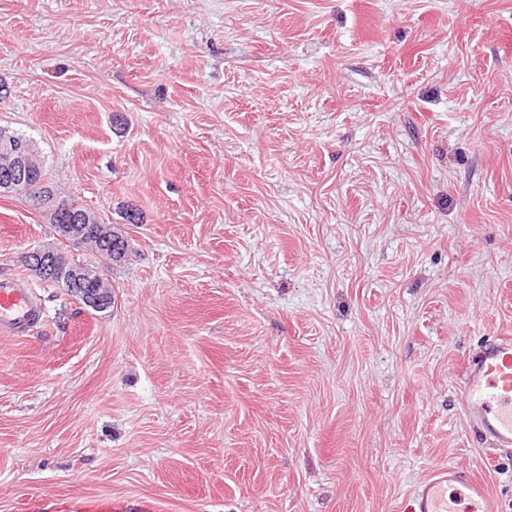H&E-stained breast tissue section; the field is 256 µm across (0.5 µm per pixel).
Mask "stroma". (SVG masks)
Returning <instances> with one entry per match:
<instances>
[{"label": "stroma", "mask_w": 512, "mask_h": 512, "mask_svg": "<svg viewBox=\"0 0 512 512\" xmlns=\"http://www.w3.org/2000/svg\"><path fill=\"white\" fill-rule=\"evenodd\" d=\"M0 85L130 244L0 193L44 312L0 335V512H407L448 465L512 512L456 398L512 335V0H0ZM72 201H71V200ZM69 201L61 200L60 196L54 198L53 203L55 204V210H65L69 206V202H71L76 210L85 211L88 214V233L87 238L91 242V246H93L100 254L109 257L112 261L118 262L126 257L128 252V242L122 236L121 233H118L113 229L111 224H101L98 218L89 210L79 205L74 199L69 198ZM50 211V220L51 223L54 224L60 236H65L62 234L60 226H64L66 217L59 216L58 212ZM93 221V222H91ZM109 237V239H105V237ZM101 238V239H100ZM108 244V246H102L101 244ZM21 258L40 279L51 280L58 271L55 253L51 250L27 251ZM78 264H81L83 266L85 274L81 270H71L70 269L73 266H77ZM70 271V279L67 283H70L72 286L73 284H80L82 282V279L84 278V290L85 291H91L92 293L96 294L98 293L103 302L102 306H99L97 309H95L98 312H105L108 309H110L112 306H109L110 303H108L109 298L112 294V288L104 280L103 275H101L98 271H95L93 267H89L87 264L75 262V261H67L66 266L64 269L59 270V272L62 274V281H65V278L69 276ZM85 276V277H84ZM102 276V277H101Z\"/></svg>", "instance_id": "1"}]
</instances>
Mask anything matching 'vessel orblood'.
I'll return each instance as SVG.
<instances>
[{
  "label": "vessel or blood",
  "mask_w": 512,
  "mask_h": 512,
  "mask_svg": "<svg viewBox=\"0 0 512 512\" xmlns=\"http://www.w3.org/2000/svg\"><path fill=\"white\" fill-rule=\"evenodd\" d=\"M34 291L18 276L0 277V334L24 336L41 323ZM459 402L469 429L496 448L512 447V336L488 339L464 366ZM502 512L486 484L456 467L436 469L412 495L411 512Z\"/></svg>",
  "instance_id": "1"
}]
</instances>
